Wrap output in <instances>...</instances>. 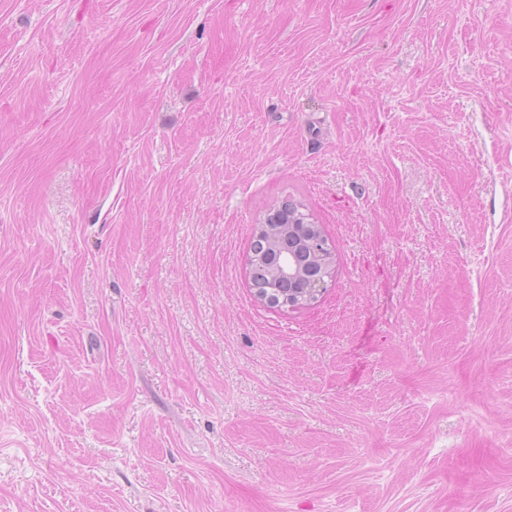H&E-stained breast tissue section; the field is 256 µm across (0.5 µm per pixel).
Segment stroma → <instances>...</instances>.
<instances>
[{
	"mask_svg": "<svg viewBox=\"0 0 512 512\" xmlns=\"http://www.w3.org/2000/svg\"><path fill=\"white\" fill-rule=\"evenodd\" d=\"M0 512H512V0H0ZM306 214L299 210L296 203L290 202L288 208L274 207L268 215L267 225L276 238V250L268 247V236L255 233L250 250L253 263L250 268L251 282L257 291L270 297V305L278 307L281 300L294 299L299 293L285 287L277 269L283 257L291 256L299 269L306 275H321L324 272L317 253H330L331 247L326 236L316 233L315 224L307 223Z\"/></svg>",
	"mask_w": 512,
	"mask_h": 512,
	"instance_id": "stroma-1",
	"label": "stroma"
}]
</instances>
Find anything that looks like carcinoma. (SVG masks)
<instances>
[{
	"instance_id": "carcinoma-1",
	"label": "carcinoma",
	"mask_w": 512,
	"mask_h": 512,
	"mask_svg": "<svg viewBox=\"0 0 512 512\" xmlns=\"http://www.w3.org/2000/svg\"><path fill=\"white\" fill-rule=\"evenodd\" d=\"M268 226L276 238V249L268 247L267 235H254L250 246L253 257L250 273L254 288L268 295L270 305L276 307L279 301L297 296L285 287L277 273L280 260L290 256L304 274L321 275L324 269L317 253H328L331 247L326 236L314 231L313 224L307 222L306 214L294 202L286 208L274 207L268 215Z\"/></svg>"
}]
</instances>
